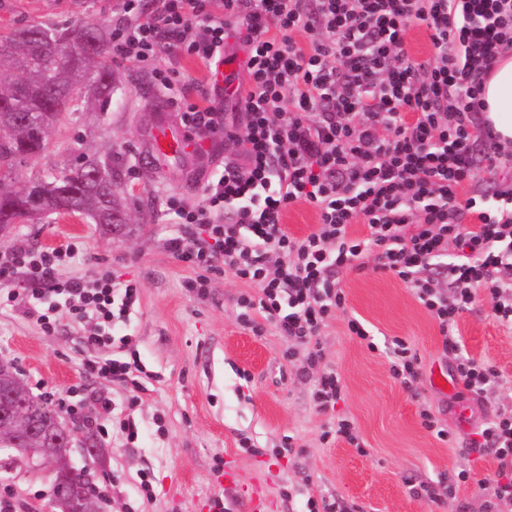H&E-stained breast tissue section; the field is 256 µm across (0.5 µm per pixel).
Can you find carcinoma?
I'll return each instance as SVG.
<instances>
[{
	"label": "carcinoma",
	"instance_id": "cac0c4a2",
	"mask_svg": "<svg viewBox=\"0 0 512 512\" xmlns=\"http://www.w3.org/2000/svg\"><path fill=\"white\" fill-rule=\"evenodd\" d=\"M83 41L84 54L73 62L66 61L58 45ZM109 42L99 25L34 24L16 28L0 37V67L19 76L0 86V103L6 104L14 119L0 126V224H10L25 216L56 214L58 203L67 212L90 217L111 231L123 223L121 211L112 195L117 174L102 159L78 156L77 162L52 177L33 176L16 190L11 185L13 170L47 152L48 128L57 116L74 111L77 99L68 94L69 87L82 82L88 91L104 94L112 85L108 64ZM25 405L18 415V425L43 433L32 444L43 448V455L54 457L68 451L72 438L64 437V421L47 403L23 392ZM67 494L59 504L60 512H71L72 501H83L85 512H100L102 500L91 488L86 469H71L62 475Z\"/></svg>",
	"mask_w": 512,
	"mask_h": 512
}]
</instances>
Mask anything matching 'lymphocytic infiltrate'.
<instances>
[{
    "mask_svg": "<svg viewBox=\"0 0 512 512\" xmlns=\"http://www.w3.org/2000/svg\"><path fill=\"white\" fill-rule=\"evenodd\" d=\"M413 24L430 32L427 60L404 51ZM298 32L310 33L308 46L295 40ZM232 33L247 48V81L230 95L237 115L227 116L201 84L181 112L185 126L213 136L242 128V159L225 161L204 204L167 198L180 224L169 251L198 268L224 266L259 288L260 297L238 296L239 323L256 335L274 325L285 359L305 351L301 370L314 378L320 411L334 409L344 392L320 339L345 308L338 275L370 252L376 270L405 283L436 322L455 381L477 396L495 386L498 371L466 352L458 320L481 292L496 321L512 329V192L489 205L458 200L457 192L478 177L479 161L492 170L500 156L478 114L485 78L512 50V0H155L149 11L143 0H123L112 54L150 68L170 89L181 74L161 67L162 55L200 59L213 73ZM297 202L320 211L302 239L281 222ZM467 213L478 219L469 228L461 223ZM357 220L369 238L349 236ZM73 252L17 246L11 263L22 285L0 284V307L24 309L46 329L63 317L103 326L125 320L138 281L110 271L92 283L60 281ZM432 265L443 266L450 291L425 277ZM52 294L64 304L43 308ZM384 346L393 376L413 388L419 355L400 337ZM463 450L497 463L479 484L484 512H512V409L484 421Z\"/></svg>",
    "mask_w": 512,
    "mask_h": 512,
    "instance_id": "f902f5d3",
    "label": "lymphocytic infiltrate"
}]
</instances>
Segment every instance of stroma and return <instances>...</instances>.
I'll return each mask as SVG.
<instances>
[{
  "label": "stroma",
  "instance_id": "1",
  "mask_svg": "<svg viewBox=\"0 0 512 512\" xmlns=\"http://www.w3.org/2000/svg\"><path fill=\"white\" fill-rule=\"evenodd\" d=\"M122 0H0V35L34 22L64 25L94 23L111 26ZM112 87L93 110L67 115L48 132L49 151L37 165H23L13 174L22 188L35 171L58 172L78 155L109 159L119 178L113 192L126 215L118 233L106 232L86 216L57 215L18 225L10 244L37 251L76 243L80 253L59 272L60 280L97 278L114 271L120 279L140 284L139 300L127 328L116 329L119 341L86 347L85 336L96 333L94 319L74 324L61 320L44 330L23 310L0 309V364L11 366L33 396L50 392L55 405L77 395L110 396L116 413L139 429L136 442L111 428L96 435L104 451L92 470L106 493L104 512H211L222 499L224 512H248L242 485H261L274 512H303L308 498L327 497L361 512H439L414 496L421 482L445 487L450 474L462 469L472 479L459 489L468 512H481L478 483L496 468L491 458L464 455L458 443L487 417L512 406V331L492 317L491 304L476 294L459 321L467 352L495 366L500 385L482 396L462 388L442 390L431 375L449 373L452 361L442 354L436 323L399 279L375 270L372 257L363 269L341 273L346 309L331 319L321 335L325 360L339 372L344 397L334 411L315 409L312 379L297 377V364L282 357L285 344L272 326L253 335L237 321L236 298L256 286L224 270L208 272L206 295L186 288L198 269L176 259L166 241L179 229L175 214L165 207L168 196L202 203V181L222 168L225 158L239 155L240 145L185 130L193 147L184 165L162 167L150 157L145 129L151 107L164 103L169 118L179 122L180 94L158 86L149 69L115 60ZM356 317L376 338L408 340L423 362L417 390L393 378L383 350H371L349 335L348 317ZM137 359L140 399L126 402L124 386L86 376L88 360ZM440 409L452 443L434 438L421 424L423 404ZM352 419L364 450L344 440L326 444L321 433L337 418ZM292 452L282 453L285 437ZM250 438L259 447L251 454L240 446ZM231 459L242 483H225L217 462ZM153 476L154 492L139 491L142 473Z\"/></svg>",
  "mask_w": 512,
  "mask_h": 512
}]
</instances>
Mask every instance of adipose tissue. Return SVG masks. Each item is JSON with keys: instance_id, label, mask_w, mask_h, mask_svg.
<instances>
[{"instance_id": "adipose-tissue-1", "label": "adipose tissue", "mask_w": 512, "mask_h": 512, "mask_svg": "<svg viewBox=\"0 0 512 512\" xmlns=\"http://www.w3.org/2000/svg\"><path fill=\"white\" fill-rule=\"evenodd\" d=\"M483 119L499 145L512 144V57H501L483 85Z\"/></svg>"}]
</instances>
